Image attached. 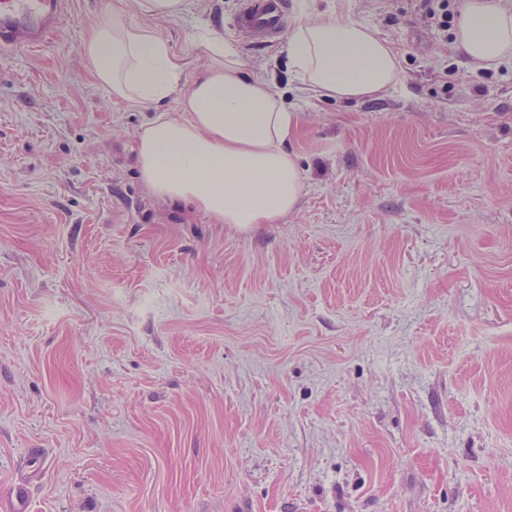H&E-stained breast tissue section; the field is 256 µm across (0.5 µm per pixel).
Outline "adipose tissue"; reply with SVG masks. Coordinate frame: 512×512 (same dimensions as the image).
Masks as SVG:
<instances>
[{"mask_svg":"<svg viewBox=\"0 0 512 512\" xmlns=\"http://www.w3.org/2000/svg\"><path fill=\"white\" fill-rule=\"evenodd\" d=\"M191 10V0H116L110 17L88 29L87 69L113 99L156 111L135 146L149 196L190 203L215 224L276 223L294 211L302 190L298 157L288 148L295 113L246 70L215 25L194 33L206 61L185 88L169 42L130 19L138 13L180 22ZM456 42L476 66L512 61V11L497 0H467ZM288 55L298 79L332 99H365L401 77L395 54L370 26L331 15L297 25ZM171 99L179 105L174 116L162 109Z\"/></svg>","mask_w":512,"mask_h":512,"instance_id":"ef3b65f1","label":"adipose tissue"}]
</instances>
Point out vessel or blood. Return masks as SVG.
<instances>
[{
  "mask_svg": "<svg viewBox=\"0 0 512 512\" xmlns=\"http://www.w3.org/2000/svg\"><path fill=\"white\" fill-rule=\"evenodd\" d=\"M66 0H0V53L44 44L58 29ZM288 0H240L234 25L255 42L274 43L285 28Z\"/></svg>",
  "mask_w": 512,
  "mask_h": 512,
  "instance_id": "obj_1",
  "label": "vessel or blood"
}]
</instances>
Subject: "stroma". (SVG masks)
I'll use <instances>...</instances> for the list:
<instances>
[{
  "mask_svg": "<svg viewBox=\"0 0 512 512\" xmlns=\"http://www.w3.org/2000/svg\"><path fill=\"white\" fill-rule=\"evenodd\" d=\"M113 2L0 54V512L21 481L26 512H512V63L383 0H289L401 62L321 99L239 0L153 21L182 86L212 23L299 115L297 206L243 232L142 187L153 112L81 56Z\"/></svg>",
  "mask_w": 512,
  "mask_h": 512,
  "instance_id": "35a3bbf8",
  "label": "stroma"
}]
</instances>
